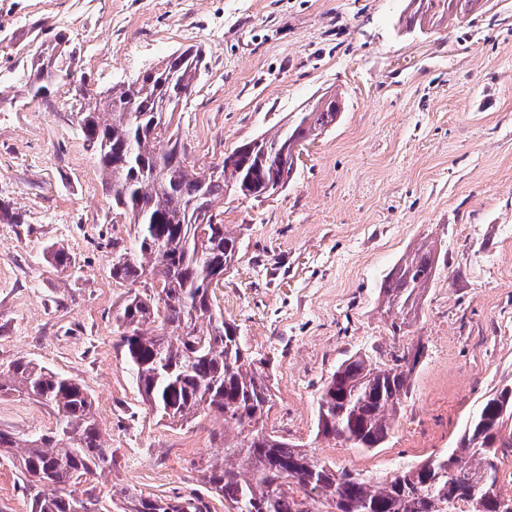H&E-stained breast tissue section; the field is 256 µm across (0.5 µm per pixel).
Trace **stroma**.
<instances>
[{"label":"stroma","mask_w":512,"mask_h":512,"mask_svg":"<svg viewBox=\"0 0 512 512\" xmlns=\"http://www.w3.org/2000/svg\"><path fill=\"white\" fill-rule=\"evenodd\" d=\"M407 0H0V370L25 358L82 383L114 458L97 484L205 497L199 465L223 457L224 423L171 426L147 410L112 332L124 286L112 255L134 228L112 215L79 129L74 88L106 91L170 54L205 55L175 113L206 164L323 95L338 122L263 201L216 209L239 236L217 295L272 363L268 432L371 480L455 448L492 389L512 383V0L408 30ZM76 45L71 81L31 100L40 31ZM444 259L401 331L381 285L416 246ZM70 262L52 267L50 244ZM419 350L392 437L374 450L316 435L322 382L349 356ZM46 406L0 395V429L55 427Z\"/></svg>","instance_id":"obj_1"}]
</instances>
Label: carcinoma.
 Here are the masks:
<instances>
[{
	"instance_id": "obj_1",
	"label": "carcinoma",
	"mask_w": 512,
	"mask_h": 512,
	"mask_svg": "<svg viewBox=\"0 0 512 512\" xmlns=\"http://www.w3.org/2000/svg\"><path fill=\"white\" fill-rule=\"evenodd\" d=\"M410 25L423 28L473 12L481 0H409ZM74 49L58 33L31 61L29 92L38 100L50 90L52 70H69ZM202 47L174 53L126 85L93 94L82 83L73 115L96 157L112 208L137 225L133 251L112 257V278L129 286L113 326L132 368L142 401L170 423H187L207 409L224 420L222 463L200 469L203 484L234 512H300L310 498L338 512H453L493 489L486 512L508 501L497 490L500 448L512 447V385L488 395L472 416L456 448L431 456L383 481L372 482L347 466L319 460L299 445L265 431L263 417L272 395L267 360L250 350L235 322L214 301L217 274L233 265L240 241L217 222L214 204L224 197L266 199L293 175L283 145L291 137L315 140L340 116L334 95L299 113L262 144L234 147L236 161L224 176L186 165L169 134L171 100L189 98L202 62ZM208 215L198 234L195 210ZM432 245L412 251L382 286L385 304L407 320L436 275ZM399 358L383 366L361 355L344 359L323 381L318 398L317 435L354 448H381L394 429L390 416L407 396L411 377ZM18 392L52 408L57 429L26 439L0 430V456L34 490L31 512H74L76 498L113 458L87 389L70 377L24 358L0 371V392ZM122 512H209L199 496L143 497L122 491Z\"/></svg>"
}]
</instances>
